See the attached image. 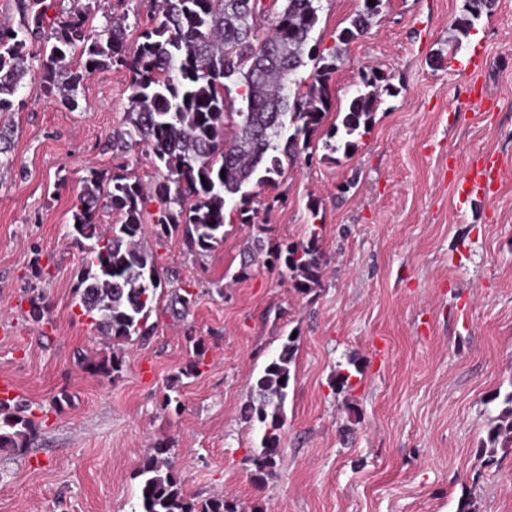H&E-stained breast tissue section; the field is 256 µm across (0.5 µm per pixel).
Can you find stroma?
I'll return each instance as SVG.
<instances>
[{"label":"stroma","instance_id":"1","mask_svg":"<svg viewBox=\"0 0 512 512\" xmlns=\"http://www.w3.org/2000/svg\"><path fill=\"white\" fill-rule=\"evenodd\" d=\"M90 3L93 29L124 18L136 46L152 0ZM463 4L383 0L370 30L340 46L360 0H320L312 42L340 55L325 122L375 70L387 87L372 126L351 154L319 140L284 160L253 223L227 212L216 250L191 254L177 236L156 246L160 271H179L195 300L174 316L178 284L164 282L153 334L125 344L110 375L96 366L108 341L75 302L83 252L68 231L89 169L114 170L106 144L125 120L129 76L95 72L65 104L37 92L31 68L19 109L0 114L15 131L13 164L0 169V382L42 424L32 448L0 453V512H136V471L160 444L189 499L221 495L241 512H457L464 497L475 512H512V452L478 453L512 391V0L464 38ZM477 48L484 65L470 74ZM488 154L502 164L497 193L457 207L458 185ZM313 228L326 269L303 294L267 252ZM39 294L49 318L37 323ZM292 335L281 452L259 483L261 431L241 410ZM197 341L205 358L189 376ZM352 365L350 390L335 393Z\"/></svg>","mask_w":512,"mask_h":512}]
</instances>
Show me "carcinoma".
I'll list each match as a JSON object with an SVG mask.
<instances>
[{
	"mask_svg": "<svg viewBox=\"0 0 512 512\" xmlns=\"http://www.w3.org/2000/svg\"><path fill=\"white\" fill-rule=\"evenodd\" d=\"M282 2L269 13L261 0H159L136 48L126 44L125 20L110 22L101 37L88 22L89 5L72 0L67 10L48 17L49 0H16L17 26H0V112L14 111V97L31 63L42 73L37 90L45 97L70 100L84 74L122 68L129 74L128 107L123 126L112 131V151L125 153L144 144L165 174L151 191L129 181L124 172L102 177L96 171L82 179L72 207V238L84 250L83 273L75 293L81 312L115 344L151 335L149 315L162 287L152 244L142 242L144 211L155 201L152 239L160 244L182 230L187 250L204 256L224 241V209L233 203L240 223H253L252 187H271L282 157L299 155L321 130L333 106L330 80L338 57H325L310 45L319 22V0ZM496 0H465L455 24L468 36ZM382 0H362V7L337 39L347 44L369 30ZM273 15L271 33L257 37V27ZM316 62L301 90L295 75ZM241 88L243 106L228 109L226 82ZM383 76L363 75L340 123L326 131L334 152L357 146L372 122ZM11 126L0 124V168L10 150ZM117 212L120 223L104 229L96 223L100 200ZM270 263L293 287L310 293L320 284L325 256L316 230L307 240L279 245ZM194 293L176 291L172 310L185 316ZM295 340L257 375L253 397L243 419L263 430L252 449L254 479L264 482L280 454V430L291 382ZM505 407L491 418L488 444L480 453L493 459L497 449L512 447V392ZM38 433L26 409L0 400V451L20 452ZM169 449H153L137 470L139 512H239L238 503L222 495L198 503L182 492Z\"/></svg>",
	"mask_w": 512,
	"mask_h": 512,
	"instance_id": "1",
	"label": "carcinoma"
}]
</instances>
